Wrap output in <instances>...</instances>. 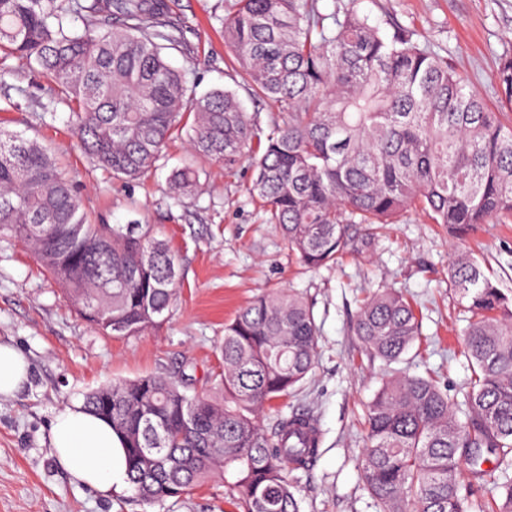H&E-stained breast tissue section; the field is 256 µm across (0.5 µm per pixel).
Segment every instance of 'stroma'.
Segmentation results:
<instances>
[{
  "label": "stroma",
  "instance_id": "stroma-1",
  "mask_svg": "<svg viewBox=\"0 0 512 512\" xmlns=\"http://www.w3.org/2000/svg\"><path fill=\"white\" fill-rule=\"evenodd\" d=\"M355 2L384 33L413 31L418 43L447 57L489 107H497L495 72L512 55V0H322L323 9ZM232 0H167L183 23L167 51L185 69L197 94L239 90L241 79L224 45L221 20ZM0 84V126L20 131L58 154L90 220L151 224L179 258L177 300L158 326L137 336H108L74 309L61 285L22 243L0 241V344L30 363L27 382L0 399V512H237L219 477L181 498L143 502L125 487L103 498L74 482L49 446L56 413L87 390L145 374L195 375L198 383L223 370L217 345L224 325L255 296L275 288L302 293L320 328L319 358L296 396L277 401L262 420L305 413L321 442L308 470L299 472L302 512H376L361 477L364 414L386 368L370 361L353 330L363 300L376 288L402 289L421 310L423 337L398 368L437 374L455 401L468 375L459 333L464 307L448 282L454 253L474 257L484 274L512 295V224H479L458 234L409 214L384 237L337 266L302 268L275 225L249 196L248 162L233 170L200 160L197 187L178 200L168 177L187 155L186 136L174 139L156 171L128 182L112 177L73 136L68 106L50 79L10 58Z\"/></svg>",
  "mask_w": 512,
  "mask_h": 512
}]
</instances>
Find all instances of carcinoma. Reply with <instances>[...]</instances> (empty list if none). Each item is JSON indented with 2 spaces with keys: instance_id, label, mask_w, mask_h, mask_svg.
<instances>
[{
  "instance_id": "cac0c4a2",
  "label": "carcinoma",
  "mask_w": 512,
  "mask_h": 512,
  "mask_svg": "<svg viewBox=\"0 0 512 512\" xmlns=\"http://www.w3.org/2000/svg\"><path fill=\"white\" fill-rule=\"evenodd\" d=\"M223 25L249 95L278 111L267 132L235 93L198 97L171 66L164 50L183 22L165 0H0V53L50 77L81 147L114 178L143 177L181 132L191 158L170 178L179 196L197 183L196 159L248 160L249 194L310 268L369 247L410 210L460 232L512 221V124L412 32L387 36L354 7L325 12L319 0H234ZM496 82L512 109V56ZM2 238L25 244L106 335H139L172 310L179 262L154 227L90 222L56 156L0 127ZM448 280L468 313L464 407L431 375L387 376L359 464L379 512H512V296L466 254ZM353 328L388 365L422 336L396 288L376 289ZM318 336L301 294L272 291L224 325V369L206 392L190 393L185 373L148 374L83 405L112 423L147 503L217 475L242 512H301L293 472L315 458L318 430L303 435L308 418L295 414L269 433L261 419L313 372Z\"/></svg>"
}]
</instances>
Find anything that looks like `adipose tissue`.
I'll use <instances>...</instances> for the list:
<instances>
[{"label":"adipose tissue","instance_id":"adipose-tissue-1","mask_svg":"<svg viewBox=\"0 0 512 512\" xmlns=\"http://www.w3.org/2000/svg\"><path fill=\"white\" fill-rule=\"evenodd\" d=\"M49 443L58 462L80 484L103 496L127 483L125 452L111 425L75 403L59 410Z\"/></svg>","mask_w":512,"mask_h":512}]
</instances>
